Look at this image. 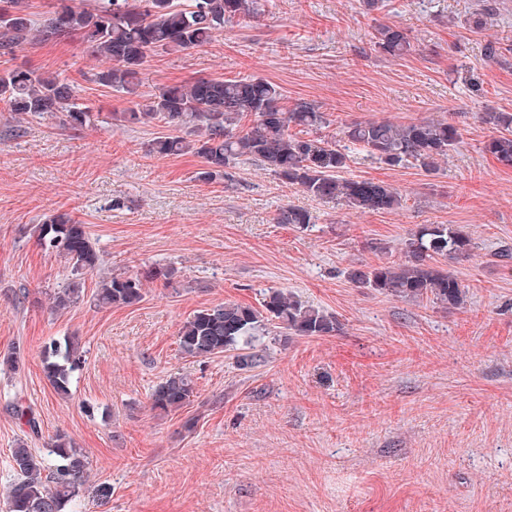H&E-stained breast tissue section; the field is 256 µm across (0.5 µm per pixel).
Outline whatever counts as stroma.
<instances>
[{"instance_id":"1","label":"stroma","mask_w":512,"mask_h":512,"mask_svg":"<svg viewBox=\"0 0 512 512\" xmlns=\"http://www.w3.org/2000/svg\"><path fill=\"white\" fill-rule=\"evenodd\" d=\"M487 0H257L256 17L226 22L208 45L152 55L137 93L205 77L258 76L284 107L320 106L326 135L352 122L447 118L462 142L434 170L389 166L350 147L346 178L396 189L403 205L359 213L311 197L242 159L228 177H202L190 154L161 158L156 125L118 126L128 94L93 83L105 60L76 39L25 45L0 68L26 65L66 76L92 125L61 128L55 116L12 119L0 104V512L17 475L11 450L44 452L73 438L89 477L73 512H512V168L483 150L495 134L483 112L512 113V0L480 32L464 24ZM396 24L410 53L391 57L370 34ZM307 210L298 229L280 209ZM86 224L100 270L73 277L38 245L34 224L53 211ZM421 224H451L476 242L439 259L467 287L463 306L402 301L355 287L348 269L398 263ZM174 269L142 300L98 307L102 277ZM82 292L55 311L49 297L72 280ZM278 288L334 316L330 336L255 332V366L234 353L184 355L182 325L224 302L259 306ZM77 337L69 397L44 374L52 340ZM189 374L183 408L152 409L154 387ZM31 407L38 433L14 405ZM112 488L107 507L94 489Z\"/></svg>"}]
</instances>
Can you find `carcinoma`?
Masks as SVG:
<instances>
[{
	"label": "carcinoma",
	"instance_id": "1",
	"mask_svg": "<svg viewBox=\"0 0 512 512\" xmlns=\"http://www.w3.org/2000/svg\"><path fill=\"white\" fill-rule=\"evenodd\" d=\"M73 0H54L52 10L34 17L30 0H0V57L14 54L28 43L77 35L94 57L108 67L90 74V80L128 95L137 93L140 70L159 51L187 50L210 43L224 31V22L255 13L254 0H95L90 10ZM491 9L475 11L466 24L477 32L489 24ZM374 45L400 57L411 50L405 30L396 25L374 29ZM279 87L260 77L238 80L198 78L167 85L146 101H131L127 111L113 120L128 125L161 123L168 132L153 139L150 152L158 157L192 154L202 159L206 178L227 175L235 161L261 163L303 192L319 199L338 200L360 212H391L402 205L394 188L370 180L341 176L348 155L335 138H305L292 127L314 129L327 124L326 113L312 102L299 100L285 109ZM0 103L16 116L60 115L62 124L82 128L92 124V112L76 102L75 86L57 75L22 67L0 69ZM254 116L253 125L238 130L243 115ZM483 119L499 129L484 145L501 165L512 168V114L486 112ZM340 138L362 147L380 162L396 166L405 162L433 170L461 140L459 128L448 120H422L397 124L389 120L353 122L339 130ZM276 223L303 228L309 213L288 206ZM40 245L56 252L79 274L100 268L87 226L68 212L57 211L33 227ZM474 248L470 236L451 224H424L405 242L404 261L354 267L349 280L359 288L404 301L423 297L459 307L466 289L454 274L434 264L438 257L454 258ZM174 270L151 267L135 276H114L97 289L101 307L131 306L143 298L147 280L168 283ZM73 282L53 295L52 308L65 309L79 298ZM296 336H328L338 331L336 319L306 305L290 293L274 289L264 295L261 309L239 303H220L193 314L179 332L181 351L193 358L239 350L238 361L252 365L253 332L262 315ZM79 343L74 338L53 341L45 347V373L55 392L69 395L78 367ZM194 382L186 374L171 373L151 393L152 408L168 412L184 407L194 396ZM55 464L44 474L45 461L27 444L11 449L12 468L18 478L6 494L7 512H64L87 481V456L59 435L47 448Z\"/></svg>",
	"mask_w": 512,
	"mask_h": 512
}]
</instances>
